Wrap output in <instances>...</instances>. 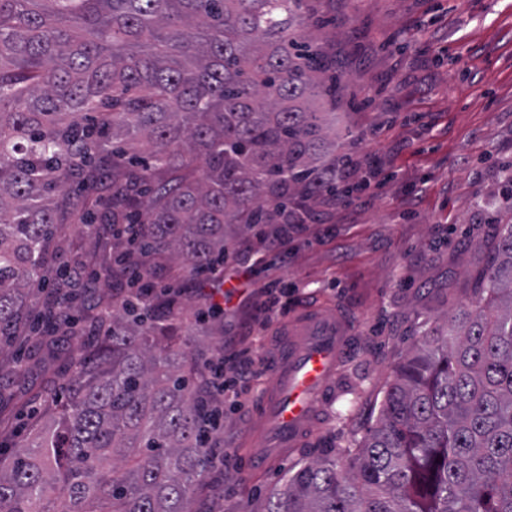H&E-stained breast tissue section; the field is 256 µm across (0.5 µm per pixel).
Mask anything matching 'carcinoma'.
I'll list each match as a JSON object with an SVG mask.
<instances>
[{"mask_svg":"<svg viewBox=\"0 0 512 512\" xmlns=\"http://www.w3.org/2000/svg\"><path fill=\"white\" fill-rule=\"evenodd\" d=\"M309 0H0V344L28 324V288L66 220L143 210L147 250L104 257L112 293L75 334L50 296L33 356L57 333L82 352L47 422L9 430L0 512H196L207 467V350L176 317L126 300V268L211 270L224 231L275 224L336 185L341 79L306 33ZM475 302L426 327L393 369L375 427L342 461L288 474L255 512H512V210ZM16 361L0 364V406Z\"/></svg>","mask_w":512,"mask_h":512,"instance_id":"carcinoma-1","label":"carcinoma"}]
</instances>
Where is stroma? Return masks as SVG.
<instances>
[{
	"label": "stroma",
	"instance_id": "obj_1",
	"mask_svg": "<svg viewBox=\"0 0 512 512\" xmlns=\"http://www.w3.org/2000/svg\"><path fill=\"white\" fill-rule=\"evenodd\" d=\"M326 27L308 34L343 73L339 153H357L346 183L378 176L375 195L346 206L304 199L312 216L287 251L269 257L257 283L224 284V326L206 333L192 320L202 298L197 275L172 268L157 284L182 290L190 318L186 349L226 339L262 354L287 323L251 327L258 287L291 284L288 311L355 315L352 354L342 364L335 401L313 433L258 473L246 462L256 425L254 401L271 381L262 373L224 407L211 464L197 491L199 512H252L288 471L352 448L375 425L393 366L418 340L469 301V275L485 265L503 210V171L512 166V0H314ZM100 249L83 227L66 224L51 243V265L98 269ZM236 457L221 462L224 449Z\"/></svg>",
	"mask_w": 512,
	"mask_h": 512
}]
</instances>
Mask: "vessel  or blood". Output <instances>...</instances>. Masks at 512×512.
<instances>
[{"label": "vessel or blood", "mask_w": 512, "mask_h": 512, "mask_svg": "<svg viewBox=\"0 0 512 512\" xmlns=\"http://www.w3.org/2000/svg\"><path fill=\"white\" fill-rule=\"evenodd\" d=\"M350 316L306 313L291 336L264 356L271 384L257 397L260 426L251 467L264 471L312 431L323 406L336 397L334 378L351 349Z\"/></svg>", "instance_id": "obj_1"}]
</instances>
